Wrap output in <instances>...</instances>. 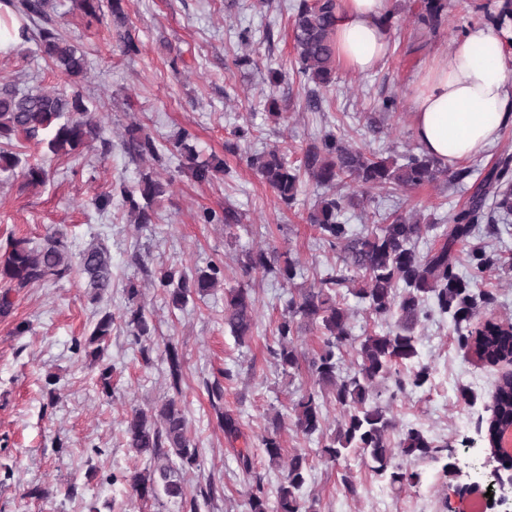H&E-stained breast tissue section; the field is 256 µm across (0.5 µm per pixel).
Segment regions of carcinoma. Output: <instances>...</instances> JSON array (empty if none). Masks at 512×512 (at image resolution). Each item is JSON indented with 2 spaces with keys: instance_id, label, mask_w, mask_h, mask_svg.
<instances>
[{
  "instance_id": "carcinoma-1",
  "label": "carcinoma",
  "mask_w": 512,
  "mask_h": 512,
  "mask_svg": "<svg viewBox=\"0 0 512 512\" xmlns=\"http://www.w3.org/2000/svg\"><path fill=\"white\" fill-rule=\"evenodd\" d=\"M16 13L30 20L43 22L39 30L40 52L53 69L67 80L71 91H20L14 87L0 89V171L14 170L20 158L10 149L19 135L28 139L48 132V147L54 154L75 152L95 140L100 132L98 107L80 90L87 75L84 51L65 38L53 19V0H4ZM76 6L89 19H100L102 0H76ZM337 0H298L291 16L297 73L304 83L317 88L330 85L336 75ZM448 9L447 0H421L418 24L438 28ZM113 27L120 32L122 52L136 56L138 42L128 27V18L121 0H108ZM125 151L135 157L161 159L156 139L139 126L128 129L123 143ZM248 163L269 184L278 201L292 205L306 174L323 186L351 180L360 187H379L395 193L448 177V168L426 155L410 154L404 163L381 155H366L344 139L331 135L305 150L300 165L288 163L280 151L273 149L263 155L251 156ZM167 193V185L141 174L137 202L133 191L123 190L137 223H152L159 198ZM492 204H487V201ZM352 197L330 194L320 197L308 213L307 223L313 226L317 240L332 250L344 253L343 266L321 278L318 285L292 295L285 303L276 326V346L270 348L275 364L284 373L298 369L300 352L295 336L302 328L314 327L323 335L319 353L309 362L317 388L304 394L294 406L296 432L310 439L323 434V410L327 399L342 409V419L334 435L322 443L318 452L325 461L334 463L348 453L360 454L370 470L387 481L393 489L419 484L421 473L396 461L394 449L401 455L417 460L439 462L448 458V448L439 444L424 430L407 426L399 441L392 442L396 422L389 406L377 402L376 387L390 381L389 396L395 401L407 391L423 389L432 384L433 371L421 361L419 337L415 334L421 320L432 310L451 318L458 345L473 352L485 365L495 366L512 360V323L488 319L475 326L481 308L493 303V293L476 287V282L455 272L452 252L455 245L470 236L472 226L494 215H512V158L505 156L498 166L472 185L466 208L453 214L450 224L442 231L444 243L433 253L422 257L417 243L424 226L411 217L399 214L383 224H375L364 235H353L342 221L343 212ZM474 269L485 271L505 264L512 257L472 252ZM78 269L86 279L91 300L96 301L112 288V257L102 244H91L74 255L62 233L56 231L45 242L32 246L24 239L9 242L0 255V282L18 291L43 284ZM245 273L263 272L284 281H293L300 274L299 263L265 251L247 253L242 263ZM362 272V285L350 291L377 319L395 323L381 332L355 340L347 310L342 307V292L354 281L350 271ZM221 275L220 267L211 263L204 270L189 275L176 268H166L157 276L159 287L169 293L176 305H183L191 294H204L214 287ZM256 299L251 289L240 287L228 292L224 299V326L243 343L252 336L255 327ZM112 314L106 313L96 322L89 342L100 341L111 334ZM125 325L130 336L139 341L150 336L151 327L142 307H132L126 313ZM358 343L359 361L356 369L340 373L342 351ZM164 360L175 395L150 410L134 409L125 420L124 437L127 447L153 462L147 472L114 474L109 481H123L139 500L189 505L197 512L198 500L208 502L215 497L216 487L209 480L198 487L197 496L186 499V489L177 471L197 466L199 449L188 435V419L180 404L184 358L172 341L164 345ZM485 423V438H493L496 429L512 423V378L499 377ZM224 435L240 436L239 422L230 413L216 411ZM271 465L282 468L275 503L270 499L263 479L254 471L252 457L246 449H233L238 468L252 481L247 512H317L316 500L308 501L302 491L308 484V454L296 450L285 466H280L282 444L278 426L262 440Z\"/></svg>"
}]
</instances>
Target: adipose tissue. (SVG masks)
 I'll return each instance as SVG.
<instances>
[{"label": "adipose tissue", "instance_id": "adipose-tissue-1", "mask_svg": "<svg viewBox=\"0 0 512 512\" xmlns=\"http://www.w3.org/2000/svg\"><path fill=\"white\" fill-rule=\"evenodd\" d=\"M388 0H340L336 57L366 73L384 63L393 40ZM506 35L492 24L470 27L437 55L409 94L415 136L423 151L445 165L464 162L494 145L512 125V72Z\"/></svg>", "mask_w": 512, "mask_h": 512}]
</instances>
